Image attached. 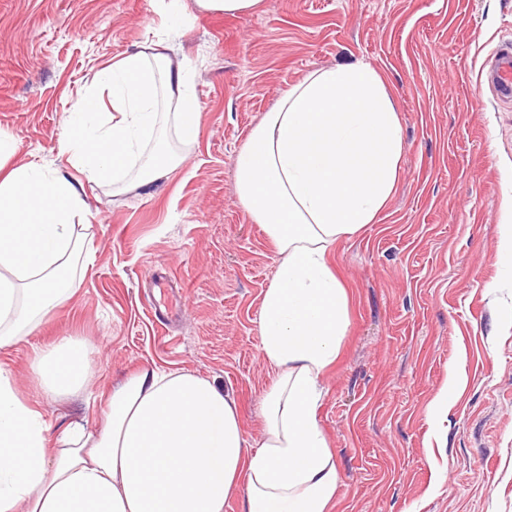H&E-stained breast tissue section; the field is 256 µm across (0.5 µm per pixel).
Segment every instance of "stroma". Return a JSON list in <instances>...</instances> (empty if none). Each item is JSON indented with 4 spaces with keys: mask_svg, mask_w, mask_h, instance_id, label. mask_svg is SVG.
Returning a JSON list of instances; mask_svg holds the SVG:
<instances>
[{
    "mask_svg": "<svg viewBox=\"0 0 512 512\" xmlns=\"http://www.w3.org/2000/svg\"><path fill=\"white\" fill-rule=\"evenodd\" d=\"M512 38V0H264L249 16L195 12L172 28L153 0H0V129L18 161L48 163L87 208L81 285L38 330L0 350L21 399L53 429L97 418L143 367L184 370L234 398L247 444L263 434L276 376L258 320L279 256L234 187L250 130L311 71L363 62L384 78L402 127L396 191L374 223L336 243L349 329L324 376L318 420L336 456L333 512H512V103L481 71ZM171 41L188 60L197 142L169 176L126 193L82 181L59 152L72 104L96 73ZM165 272L170 324L141 283ZM92 349L88 383L42 394L35 349ZM456 379L447 411L433 401Z\"/></svg>",
    "mask_w": 512,
    "mask_h": 512,
    "instance_id": "stroma-1",
    "label": "stroma"
}]
</instances>
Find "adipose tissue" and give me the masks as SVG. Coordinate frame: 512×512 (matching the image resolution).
<instances>
[{"mask_svg": "<svg viewBox=\"0 0 512 512\" xmlns=\"http://www.w3.org/2000/svg\"><path fill=\"white\" fill-rule=\"evenodd\" d=\"M157 41L102 67L67 117L60 152L88 181L128 191L166 177L180 156L147 145L161 111L180 141L199 135L192 78ZM0 129V348L31 335L81 283L84 202L48 165L14 164ZM403 154L398 115L371 65L317 69L288 88L235 161L241 203L281 257L258 323L277 376L262 397L265 433L242 436L236 402L208 379L146 367L114 387L100 424L52 432L0 367V512H331L340 484L319 427L323 377L349 327V295L329 261L336 243L373 223L393 196ZM89 346L36 349L31 371L58 401L89 374Z\"/></svg>", "mask_w": 512, "mask_h": 512, "instance_id": "obj_1", "label": "adipose tissue"}]
</instances>
